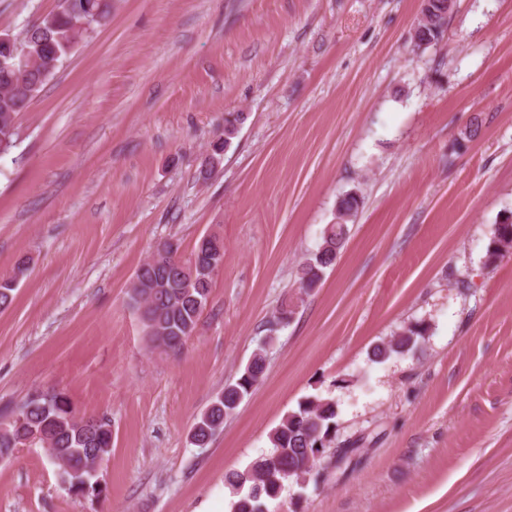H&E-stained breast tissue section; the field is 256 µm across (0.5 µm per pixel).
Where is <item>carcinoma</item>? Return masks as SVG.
Returning a JSON list of instances; mask_svg holds the SVG:
<instances>
[{"label": "carcinoma", "instance_id": "obj_1", "mask_svg": "<svg viewBox=\"0 0 512 512\" xmlns=\"http://www.w3.org/2000/svg\"><path fill=\"white\" fill-rule=\"evenodd\" d=\"M448 0H422L415 26L414 46L425 49L443 38L448 25ZM82 14L90 19L91 28L106 22L112 14L111 0H62L58 10L42 16L30 26L21 41L29 49L30 59L24 78H19L21 65L8 57L9 47L0 43V154L8 153L16 142V119L25 112L46 80L41 68L49 61L62 63L84 32L71 25V17ZM241 114L224 116V141L213 145L219 156L231 145L238 133ZM360 197L348 192L336 202V223L324 230L322 242L313 255L299 268L300 288L311 289L322 280L326 269L335 265L347 241L351 221L360 207ZM512 248V216L494 225L488 245V261H495ZM224 260V238L218 234L202 237L187 258L172 256L171 244L159 245L157 257L143 263L136 271L142 287L130 290V300L140 314L150 340L161 345L181 348L197 326L206 307L214 274L202 281L185 274L195 262ZM28 268L22 259L12 273L0 276V310L10 307L18 283ZM426 328L411 325L387 344L372 350V361L383 362L392 355L412 351ZM274 337L267 336L239 377L224 386V391L200 416L192 431L198 447L208 444L224 425V419L251 394L266 372L265 347ZM336 405L329 401L308 400L299 404L273 431L271 449L258 457L243 472L228 476L229 484L239 492L232 504L233 512H267L266 502L277 498L290 480H306L315 462L316 452L331 442L335 429ZM84 424L70 399L55 389L36 390L0 420V460L13 456L18 446L26 444L45 449L58 465L62 483L81 493H101L94 477L100 462L112 449L111 420L102 415L89 417Z\"/></svg>", "mask_w": 512, "mask_h": 512}]
</instances>
